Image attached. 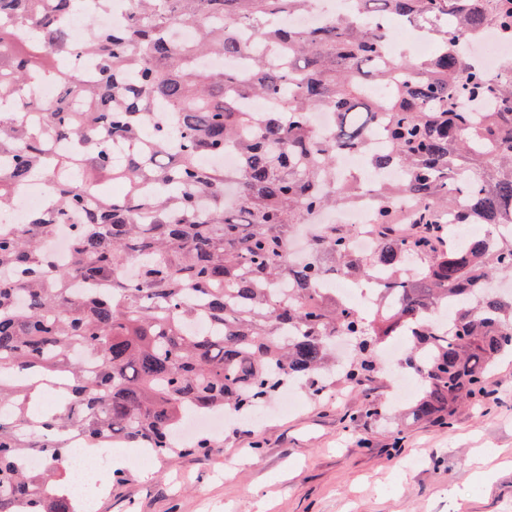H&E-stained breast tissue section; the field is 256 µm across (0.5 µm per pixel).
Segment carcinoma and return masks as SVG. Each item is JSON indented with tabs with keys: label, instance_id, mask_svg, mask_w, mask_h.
<instances>
[{
	"label": "carcinoma",
	"instance_id": "1",
	"mask_svg": "<svg viewBox=\"0 0 512 512\" xmlns=\"http://www.w3.org/2000/svg\"><path fill=\"white\" fill-rule=\"evenodd\" d=\"M126 24L72 40L67 21L85 0H0V208L28 182L52 187L50 212L0 229V371L62 378L67 401L37 412L29 387L0 376V512H82L64 487L67 437L87 445L153 448L159 460L208 452L206 435L178 440L191 414L249 415L290 383L308 385L333 361L336 336L353 337L345 381L375 371L384 337L407 332L405 364L423 379L417 421L450 424L455 406L479 403L487 376L512 356V72L497 82L467 53L466 38L492 27L512 41V0H355L379 24L339 17L306 30L288 17L310 0H129ZM426 29L432 56L391 59L388 21ZM190 27L193 42L164 35ZM278 47L251 56L249 72L198 65L244 51L238 29ZM93 58L89 85L54 60ZM36 78L57 86L41 103ZM274 107L263 114L250 102ZM338 116L321 136L312 115ZM43 114L33 125L27 114ZM376 133L385 151L368 152ZM83 143L45 155L48 136ZM138 151L116 170L105 141ZM233 148L240 166L203 164ZM363 153L398 182L373 187L377 248L358 254L344 224L320 227L309 258L288 245L323 211L361 202L364 185L341 174ZM125 195L114 197L109 183ZM403 195L418 207L401 219ZM78 215L67 261L46 275L44 244L55 214ZM492 235L444 246L448 220ZM138 262L128 281L121 269ZM381 268L374 320L315 287ZM80 279L94 291L76 295ZM30 453L44 467H23Z\"/></svg>",
	"mask_w": 512,
	"mask_h": 512
}]
</instances>
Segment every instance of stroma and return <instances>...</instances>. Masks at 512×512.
I'll list each match as a JSON object with an SVG mask.
<instances>
[{
  "mask_svg": "<svg viewBox=\"0 0 512 512\" xmlns=\"http://www.w3.org/2000/svg\"><path fill=\"white\" fill-rule=\"evenodd\" d=\"M487 390L442 426L407 417L386 372L337 400L298 385L294 408L230 421L212 454L105 471L93 512H512V361ZM369 398L387 413L365 414Z\"/></svg>",
  "mask_w": 512,
  "mask_h": 512,
  "instance_id": "obj_1",
  "label": "stroma"
}]
</instances>
